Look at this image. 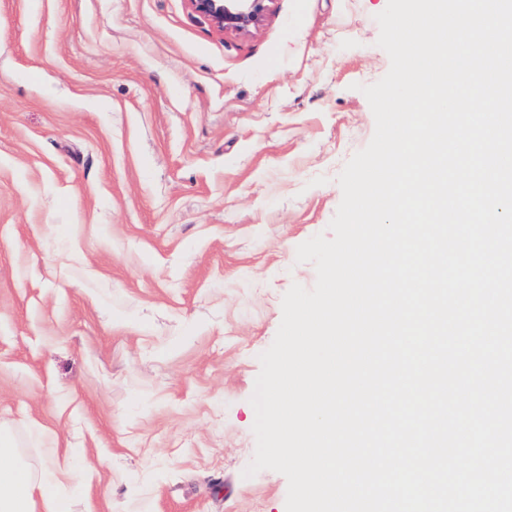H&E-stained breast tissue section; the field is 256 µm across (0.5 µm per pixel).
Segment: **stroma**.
<instances>
[{
  "label": "stroma",
  "mask_w": 512,
  "mask_h": 512,
  "mask_svg": "<svg viewBox=\"0 0 512 512\" xmlns=\"http://www.w3.org/2000/svg\"><path fill=\"white\" fill-rule=\"evenodd\" d=\"M387 0H0V427L74 512H285L250 403L370 142ZM192 9L224 31H248L262 22L273 0H189Z\"/></svg>",
  "instance_id": "1"
}]
</instances>
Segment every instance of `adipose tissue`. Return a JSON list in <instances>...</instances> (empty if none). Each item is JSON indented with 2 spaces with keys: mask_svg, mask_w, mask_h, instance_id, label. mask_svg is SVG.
Wrapping results in <instances>:
<instances>
[{
  "mask_svg": "<svg viewBox=\"0 0 512 512\" xmlns=\"http://www.w3.org/2000/svg\"><path fill=\"white\" fill-rule=\"evenodd\" d=\"M59 483L56 471L35 474L9 431L0 429V512H73L71 499L58 492Z\"/></svg>",
  "mask_w": 512,
  "mask_h": 512,
  "instance_id": "1",
  "label": "adipose tissue"
}]
</instances>
